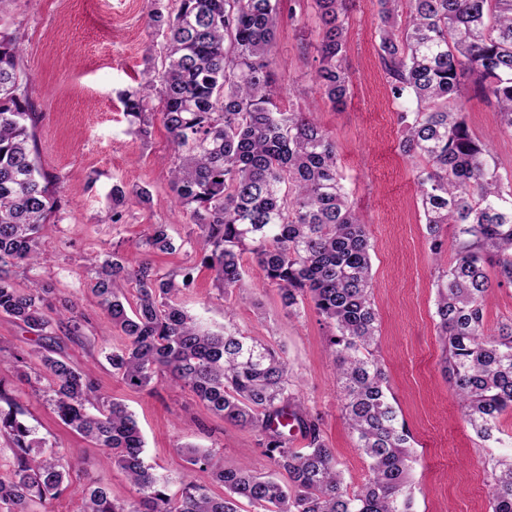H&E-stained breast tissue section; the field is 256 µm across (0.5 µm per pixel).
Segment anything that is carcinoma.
<instances>
[{"mask_svg":"<svg viewBox=\"0 0 512 512\" xmlns=\"http://www.w3.org/2000/svg\"><path fill=\"white\" fill-rule=\"evenodd\" d=\"M322 27L314 85L333 109L351 93L345 67L344 17L350 0H315ZM279 0H180L178 12L150 20L165 40L161 68L122 102L137 133L159 118L177 161L175 204L197 231L184 241L194 264L182 278L162 273L150 256L176 247L167 225L154 224L135 255L118 250L96 260L92 292L119 343L102 352L131 390H152L157 377L190 389L211 413L259 431L276 471L227 469L209 449L182 448L189 464L181 492L144 458L145 442L128 406L99 393L91 372L62 354L61 338L80 339L75 304L54 308L53 289L31 278L20 287L11 269H33L52 255L58 211L53 180L36 161L35 113L22 67L19 36L0 31V313L35 335L25 350L0 345L31 398L52 405L61 422L102 449L138 496L127 502L105 488L84 489L83 512H414L412 435L399 421L384 364L375 354L378 313L371 299L373 246L352 208L338 166L336 141L316 113L284 112L276 101L272 48ZM379 54L400 113L398 149L414 165L429 251L437 266L435 317L444 371L466 423L495 439L512 410V317L485 332L489 270L512 285V182L471 131L462 99L468 92L497 106L512 137V0H377ZM474 78L468 87L461 77ZM146 90L159 96L148 111ZM454 229L448 258L443 227ZM252 255L277 289L287 314L305 303L332 328L342 415L368 476L349 491L341 462L318 420L301 404L284 350L242 333L202 324L178 300L199 268L228 295L243 288L242 255ZM62 336H57V333ZM0 439L9 447L0 474V512H51L67 490L72 464L42 450L35 428L0 383ZM292 418L307 439L291 447L280 423ZM491 477L487 512H512V452L482 460ZM218 484L224 493L211 492Z\"/></svg>","mask_w":512,"mask_h":512,"instance_id":"cac0c4a2","label":"carcinoma"}]
</instances>
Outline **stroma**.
Listing matches in <instances>:
<instances>
[{"mask_svg":"<svg viewBox=\"0 0 512 512\" xmlns=\"http://www.w3.org/2000/svg\"><path fill=\"white\" fill-rule=\"evenodd\" d=\"M178 7L179 0H0V26L18 30L22 39L37 114L38 160L58 182L60 206L54 258L35 272L17 268L13 275L21 285L31 276L51 283L58 298L84 314V338L64 341V352L74 365L92 370L100 393L124 401L135 414L147 459L173 494L186 474L177 452L181 446L215 450L227 467L245 464L262 474L274 469L257 431L225 422L189 391L166 383L152 392L128 389L100 352L112 328L91 291L89 257L133 251L153 224L168 225L177 242L194 229L173 202L168 132L156 120L147 136L130 133L119 99L140 88L147 68L161 64L164 39L148 24L150 10L173 14ZM379 24L376 0H354L347 30L351 95L342 110L321 106L319 118L336 140L343 182L374 246L378 355L399 418L413 437L415 512H485L480 460L498 448L470 430L443 371L425 219L412 163L397 148L402 105L391 94L379 57ZM319 27L314 0H280L273 54L282 108L304 110L320 99L311 79ZM304 42L309 52L301 51ZM464 111L473 132L512 175V138L503 134L494 105L473 96ZM116 183L152 194L146 204L128 201L118 224L111 221ZM243 264L242 297H225L203 270L183 295L187 309L217 327L232 320L245 335L285 349L304 411L320 418L346 485L357 488L367 462L341 416L328 325L310 305L300 316H288L251 256H244ZM17 401L23 420L47 448L74 464L68 491L52 503L54 512H81L82 491L92 482L106 485L116 499L135 498L125 474L100 464V449L65 427L50 406L22 394Z\"/></svg>","mask_w":512,"mask_h":512,"instance_id":"1","label":"stroma"}]
</instances>
